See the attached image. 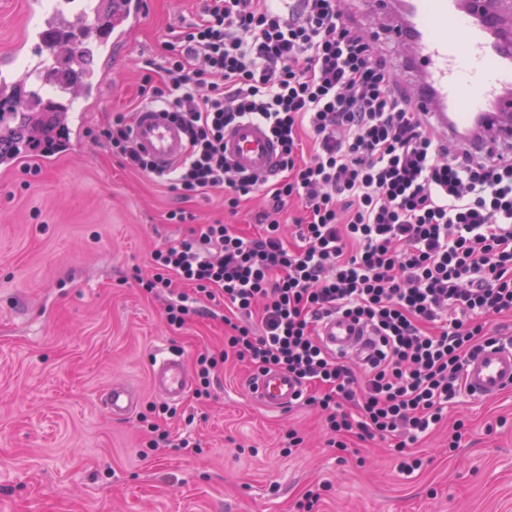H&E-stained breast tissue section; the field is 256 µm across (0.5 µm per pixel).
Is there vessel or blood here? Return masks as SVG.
<instances>
[{
  "label": "vessel or blood",
  "instance_id": "b4317fda",
  "mask_svg": "<svg viewBox=\"0 0 512 512\" xmlns=\"http://www.w3.org/2000/svg\"><path fill=\"white\" fill-rule=\"evenodd\" d=\"M405 23L393 29L394 40L409 48L407 66L417 80L415 111L427 113L453 142L469 145L495 135L512 150V0H404ZM98 13L69 7L67 0H30L20 39L0 52V80L17 74L16 63L26 54L51 53L49 31H73L89 38L96 32ZM144 21V0H112L109 19L115 42L127 43ZM133 139L159 168L177 164L186 153L181 129L157 106L136 114ZM224 155L238 171L264 176L278 164V146L266 128L243 121L224 134ZM319 337L332 355L363 354L372 343L370 333L349 318L333 314L320 322ZM468 397L492 399L512 391V342L500 341L469 358L463 369ZM192 383L182 355L172 353L150 368L152 390L171 404H180ZM300 385L287 373L270 369L257 373L250 385L254 400L278 412L297 403ZM105 406L116 417L129 415L136 395L115 386Z\"/></svg>",
  "mask_w": 512,
  "mask_h": 512
}]
</instances>
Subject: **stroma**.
Here are the masks:
<instances>
[{"label": "stroma", "instance_id": "1", "mask_svg": "<svg viewBox=\"0 0 512 512\" xmlns=\"http://www.w3.org/2000/svg\"><path fill=\"white\" fill-rule=\"evenodd\" d=\"M145 2L131 42L111 63L91 64L107 93L83 113L78 147L50 163L19 157L0 178V512H300L321 483L313 512H512V393L449 410L467 425L461 447L449 450L444 427L418 439L410 452L422 466L411 474L386 441L329 447L312 407L264 410L248 392L252 369L234 357L209 399L190 395L160 414L165 401L149 384L154 357L173 351L190 363L223 350L224 308L171 327L165 296L146 293L133 273L150 275L153 251L188 235L170 210L250 234L264 199L233 215L218 191L179 198L124 168L101 138L114 113L137 111L145 60L159 59L200 5ZM344 8L379 32L401 90L415 91L407 51L385 32L381 10L372 0ZM115 384L140 395L123 419L103 405ZM151 422L170 446H148ZM292 430L303 447L289 449Z\"/></svg>", "mask_w": 512, "mask_h": 512}]
</instances>
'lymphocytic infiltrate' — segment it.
<instances>
[{
	"instance_id": "lymphocytic-infiltrate-1",
	"label": "lymphocytic infiltrate",
	"mask_w": 512,
	"mask_h": 512,
	"mask_svg": "<svg viewBox=\"0 0 512 512\" xmlns=\"http://www.w3.org/2000/svg\"><path fill=\"white\" fill-rule=\"evenodd\" d=\"M143 89L186 139L160 171L136 147L133 113L103 129L123 165L165 176L188 199L214 190L224 208L263 193L260 230L216 221L155 250L148 293L180 282L224 301V351L198 354L195 395L207 398L229 356L277 369L318 407L331 447L344 436L391 440L400 468L419 469L407 441L438 428L464 393L462 369L512 327V163L449 142L414 111L371 33L339 0H202L195 21L147 62ZM252 120L280 148L276 171L250 176L224 156V132ZM301 204L295 243L285 208ZM370 327L362 369L330 355L321 318Z\"/></svg>"
}]
</instances>
